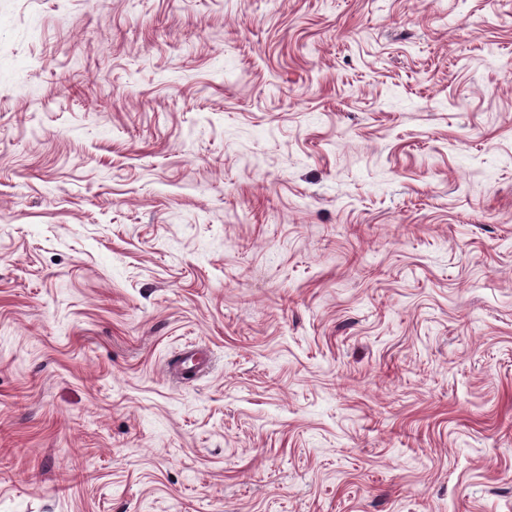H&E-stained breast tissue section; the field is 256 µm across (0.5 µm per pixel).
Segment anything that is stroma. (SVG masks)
Segmentation results:
<instances>
[{
  "label": "stroma",
  "instance_id": "35a3bbf8",
  "mask_svg": "<svg viewBox=\"0 0 512 512\" xmlns=\"http://www.w3.org/2000/svg\"><path fill=\"white\" fill-rule=\"evenodd\" d=\"M0 512H512V0H0Z\"/></svg>",
  "mask_w": 512,
  "mask_h": 512
}]
</instances>
